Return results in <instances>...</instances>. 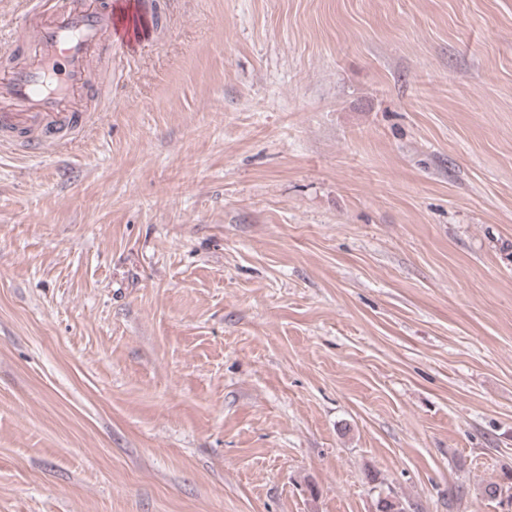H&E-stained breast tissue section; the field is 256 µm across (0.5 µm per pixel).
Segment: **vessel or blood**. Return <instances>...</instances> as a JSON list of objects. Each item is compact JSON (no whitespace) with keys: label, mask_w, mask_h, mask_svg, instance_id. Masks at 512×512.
Here are the masks:
<instances>
[{"label":"vessel or blood","mask_w":512,"mask_h":512,"mask_svg":"<svg viewBox=\"0 0 512 512\" xmlns=\"http://www.w3.org/2000/svg\"><path fill=\"white\" fill-rule=\"evenodd\" d=\"M10 34L19 61L0 74V130L25 133L28 149L58 143L96 87L94 64H111L113 41L133 24L124 0H26Z\"/></svg>","instance_id":"obj_1"}]
</instances>
